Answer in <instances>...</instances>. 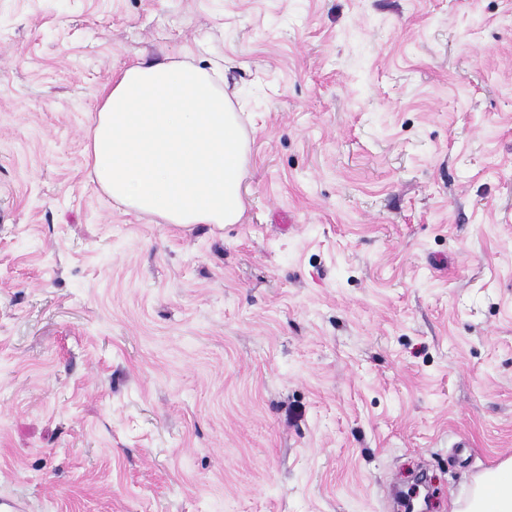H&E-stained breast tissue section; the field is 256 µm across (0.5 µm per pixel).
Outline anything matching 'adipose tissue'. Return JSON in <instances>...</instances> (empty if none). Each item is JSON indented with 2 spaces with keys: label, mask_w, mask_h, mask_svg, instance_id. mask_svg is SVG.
Wrapping results in <instances>:
<instances>
[{
  "label": "adipose tissue",
  "mask_w": 512,
  "mask_h": 512,
  "mask_svg": "<svg viewBox=\"0 0 512 512\" xmlns=\"http://www.w3.org/2000/svg\"><path fill=\"white\" fill-rule=\"evenodd\" d=\"M220 68L142 62L101 93L86 146L101 190L160 224H236L248 138ZM459 512H512V457L476 476Z\"/></svg>",
  "instance_id": "ef3b65f1"
}]
</instances>
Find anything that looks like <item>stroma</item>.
I'll return each mask as SVG.
<instances>
[{
  "mask_svg": "<svg viewBox=\"0 0 512 512\" xmlns=\"http://www.w3.org/2000/svg\"><path fill=\"white\" fill-rule=\"evenodd\" d=\"M224 63L237 224L113 205L103 85ZM512 457V0H0V495L453 512Z\"/></svg>",
  "mask_w": 512,
  "mask_h": 512,
  "instance_id": "35a3bbf8",
  "label": "stroma"
}]
</instances>
